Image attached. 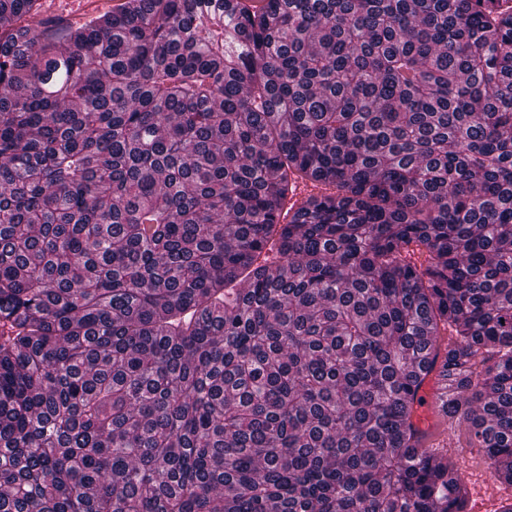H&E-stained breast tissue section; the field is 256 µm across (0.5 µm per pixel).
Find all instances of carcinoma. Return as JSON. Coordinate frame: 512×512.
I'll use <instances>...</instances> for the list:
<instances>
[{
  "instance_id": "1",
  "label": "carcinoma",
  "mask_w": 512,
  "mask_h": 512,
  "mask_svg": "<svg viewBox=\"0 0 512 512\" xmlns=\"http://www.w3.org/2000/svg\"><path fill=\"white\" fill-rule=\"evenodd\" d=\"M1 18L0 512H463L430 353L512 487V0ZM432 375L433 374L426 379L417 395V400L422 397L424 398V403L420 405L416 400L418 408L417 423L423 429H425L424 422L432 418V402L436 399V392L433 389L431 382Z\"/></svg>"
}]
</instances>
